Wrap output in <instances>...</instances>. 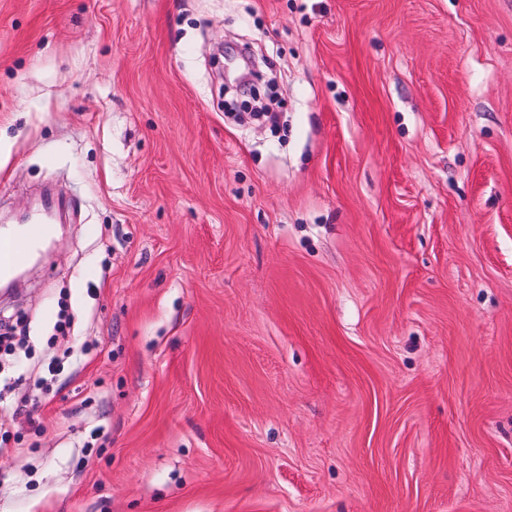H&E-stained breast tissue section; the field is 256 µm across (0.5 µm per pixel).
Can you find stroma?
Returning a JSON list of instances; mask_svg holds the SVG:
<instances>
[{"label": "stroma", "mask_w": 512, "mask_h": 512, "mask_svg": "<svg viewBox=\"0 0 512 512\" xmlns=\"http://www.w3.org/2000/svg\"><path fill=\"white\" fill-rule=\"evenodd\" d=\"M46 197L0 512H512V0H0V220Z\"/></svg>", "instance_id": "1"}]
</instances>
